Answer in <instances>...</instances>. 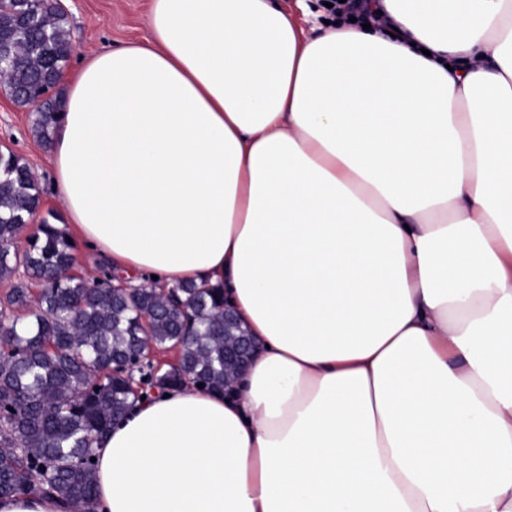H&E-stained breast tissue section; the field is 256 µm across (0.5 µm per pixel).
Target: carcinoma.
<instances>
[{"mask_svg": "<svg viewBox=\"0 0 512 512\" xmlns=\"http://www.w3.org/2000/svg\"><path fill=\"white\" fill-rule=\"evenodd\" d=\"M66 15L40 0H7L0 33L9 37L6 79L19 104L35 105L33 130L49 147L59 100L49 96L72 53ZM42 193L19 154L0 151V280L17 283L0 301V499L45 492L78 512H94V443L128 409L134 392L122 366L136 363L149 344L174 348L178 365L157 375L139 368L142 385L185 380L224 390L223 292L206 284L175 285L164 294L139 288L113 294L105 279L69 273L75 244L40 216ZM39 221L18 248L21 231ZM41 289L31 296L28 280ZM31 305L26 316L14 310Z\"/></svg>", "mask_w": 512, "mask_h": 512, "instance_id": "obj_1", "label": "carcinoma"}]
</instances>
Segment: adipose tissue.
<instances>
[{"instance_id":"1","label":"adipose tissue","mask_w":512,"mask_h":512,"mask_svg":"<svg viewBox=\"0 0 512 512\" xmlns=\"http://www.w3.org/2000/svg\"><path fill=\"white\" fill-rule=\"evenodd\" d=\"M372 8L150 0L64 73L69 236L258 342L112 425L96 512H512V0Z\"/></svg>"}]
</instances>
